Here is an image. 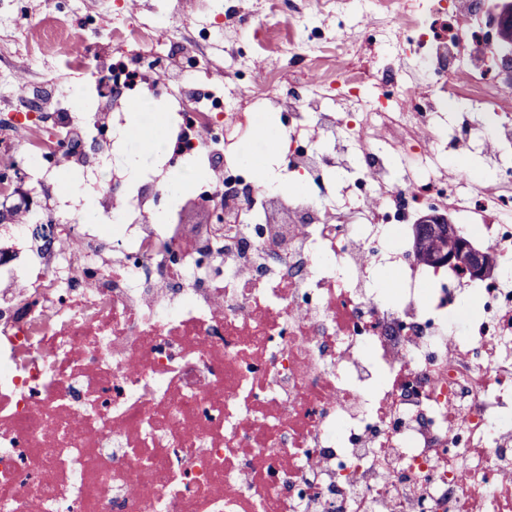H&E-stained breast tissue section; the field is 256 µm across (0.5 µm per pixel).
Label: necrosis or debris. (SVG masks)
<instances>
[{
    "instance_id": "necrosis-or-debris-1",
    "label": "necrosis or debris",
    "mask_w": 512,
    "mask_h": 512,
    "mask_svg": "<svg viewBox=\"0 0 512 512\" xmlns=\"http://www.w3.org/2000/svg\"><path fill=\"white\" fill-rule=\"evenodd\" d=\"M77 0H45L31 49L73 35ZM222 24L179 40L167 21L114 24L113 86L138 90L136 46L169 69L161 151L200 158L246 113L214 91L201 43L239 60L249 106L272 103L308 194L257 185L242 158L194 182L224 221H154L149 177L99 223L41 204L0 227V512H502L512 485V91L492 0H206ZM276 57H269V50ZM268 55L263 73L255 56ZM345 104L326 110V100ZM115 114L10 106L0 160L60 191L69 140ZM493 150L491 183L466 163ZM454 162L456 173L442 169ZM345 170L351 185L331 188ZM448 208L496 250L485 281L413 258L419 212ZM81 256L32 241L38 223ZM396 286L381 296L377 267ZM252 288L242 290L241 280ZM458 419L449 423L448 410Z\"/></svg>"
}]
</instances>
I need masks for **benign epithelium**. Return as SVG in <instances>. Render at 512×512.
<instances>
[{"instance_id":"1","label":"benign epithelium","mask_w":512,"mask_h":512,"mask_svg":"<svg viewBox=\"0 0 512 512\" xmlns=\"http://www.w3.org/2000/svg\"><path fill=\"white\" fill-rule=\"evenodd\" d=\"M494 23L500 42L512 45V0H500ZM16 183L15 202L0 209V223L12 224L19 212L31 211L39 204L36 188L29 185V175L21 167L11 173H1ZM416 256L423 262L435 265H460L473 277L491 279L497 260L490 254L476 249L464 235L461 227L447 216L430 211L422 216L415 230Z\"/></svg>"}]
</instances>
